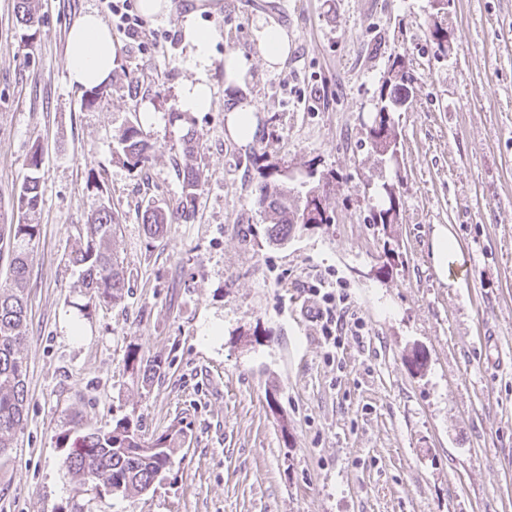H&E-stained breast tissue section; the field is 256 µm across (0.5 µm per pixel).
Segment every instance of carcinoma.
Wrapping results in <instances>:
<instances>
[{
  "label": "carcinoma",
  "instance_id": "1",
  "mask_svg": "<svg viewBox=\"0 0 512 512\" xmlns=\"http://www.w3.org/2000/svg\"><path fill=\"white\" fill-rule=\"evenodd\" d=\"M16 22L21 38L31 40L39 26L34 0H16ZM411 94V77L404 71L402 56H396L391 77L383 81L380 99L392 107ZM365 136L371 147L384 156L394 153L391 139L396 137L395 126L381 118L380 123L365 127ZM117 154L130 168L136 169L148 162L156 146L142 131L131 125L118 138ZM199 142L194 134L186 133L182 143L184 164L178 168L182 179V195L176 207L166 210L149 206L142 213L146 233L157 236L165 225L175 220L191 218L202 190V174L193 164ZM41 153L35 150L28 160L29 173L23 179L13 203L16 221L9 224L7 239L8 277L0 283V459L10 457L17 430L26 417L27 365L21 349L27 341L25 332L28 314L27 277L33 242L40 234L39 225L32 223L41 203ZM331 190L329 178L318 180L304 195L295 198L291 191L275 182L263 181L256 190L259 206L277 215V222L267 229L269 240L284 243L293 230L302 225L305 212L323 206ZM388 185H382L376 204L372 206L371 220L387 228L391 206ZM118 219L111 206L103 203L94 211L86 225V241L72 255L70 262L77 267L83 284L93 301L115 305L124 298L125 281L117 267L111 245ZM182 431L171 429L147 440L126 420H119L108 432H87L75 437L64 459L68 471L84 481H91L113 494L143 492L153 487L159 475L172 467L173 456L181 441Z\"/></svg>",
  "mask_w": 512,
  "mask_h": 512
}]
</instances>
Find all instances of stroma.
<instances>
[{
	"mask_svg": "<svg viewBox=\"0 0 512 512\" xmlns=\"http://www.w3.org/2000/svg\"><path fill=\"white\" fill-rule=\"evenodd\" d=\"M14 4L0 0V222L36 147L42 202L27 417L0 461V512H512V0H173L138 38L114 32L117 64L92 107L69 82L67 33L87 11L106 15V0H36L26 41ZM194 11L224 32L212 106L193 115L204 185L194 217L151 238L145 207L175 206L182 191L189 128L170 114L191 76ZM259 16L291 47L280 71L254 60L239 89L259 122L241 146L224 135V52H253ZM398 55L413 102L392 115L389 158L364 126ZM133 124L157 146L137 170L116 156ZM284 166L298 191L331 177L334 222L275 245L255 194ZM385 183L399 211L382 233L371 207ZM103 201L120 218L127 288L114 306L90 303L70 261ZM438 224L463 256L449 276L431 257ZM339 277L364 341L331 350L311 287ZM415 349L423 368L408 360ZM150 361L160 370L145 372ZM123 418L148 438L173 424L186 436L149 491L112 496L63 460L70 438Z\"/></svg>",
	"mask_w": 512,
	"mask_h": 512,
	"instance_id": "obj_1",
	"label": "stroma"
}]
</instances>
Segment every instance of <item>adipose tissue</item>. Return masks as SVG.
<instances>
[{
    "mask_svg": "<svg viewBox=\"0 0 512 512\" xmlns=\"http://www.w3.org/2000/svg\"><path fill=\"white\" fill-rule=\"evenodd\" d=\"M183 36L192 76L178 88V109L189 113L205 112L213 101L212 47L223 40L224 33L215 27L199 25L190 15L183 24ZM68 43L67 70L72 85L87 89L111 80L117 45L111 28L96 12L83 13L74 21L68 32ZM253 43L257 56L269 69L280 68L288 58V33L277 24L257 19L253 26ZM256 112L254 102L249 99L231 104L224 113L228 137L243 146L252 143L258 133Z\"/></svg>",
    "mask_w": 512,
    "mask_h": 512,
    "instance_id": "obj_1",
    "label": "adipose tissue"
}]
</instances>
